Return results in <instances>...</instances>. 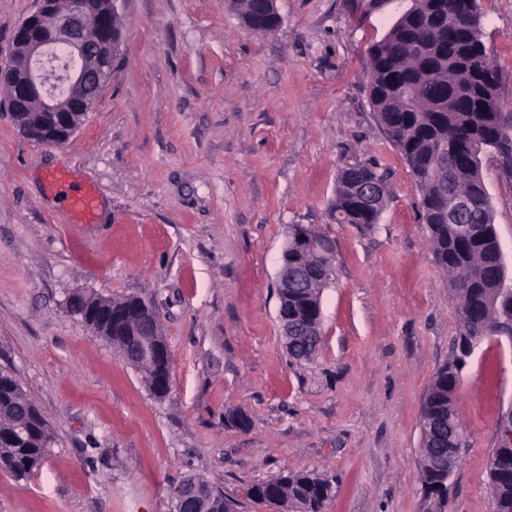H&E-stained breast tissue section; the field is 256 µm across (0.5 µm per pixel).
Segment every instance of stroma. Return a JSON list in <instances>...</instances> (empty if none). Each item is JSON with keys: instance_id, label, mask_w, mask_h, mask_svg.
Here are the masks:
<instances>
[{"instance_id": "1", "label": "stroma", "mask_w": 512, "mask_h": 512, "mask_svg": "<svg viewBox=\"0 0 512 512\" xmlns=\"http://www.w3.org/2000/svg\"><path fill=\"white\" fill-rule=\"evenodd\" d=\"M479 6L512 113V0ZM38 7L0 0V66ZM117 7L112 77L69 143L25 138L0 90V370L55 437L28 477L0 468V512H172L192 475L237 512H275L249 491L285 470L334 477L325 512H492L507 340L484 339L463 371L468 446L445 489L419 478L420 414L458 322L419 190L367 97V49L388 16L362 17L357 0H278L281 26L255 33L226 0ZM355 162L390 173L369 231L329 216ZM60 171L95 191L92 218L49 189ZM482 176L512 264V171L487 153ZM292 224L334 244L307 363L289 358L276 320ZM76 292L150 304L173 359L165 398L70 313Z\"/></svg>"}]
</instances>
